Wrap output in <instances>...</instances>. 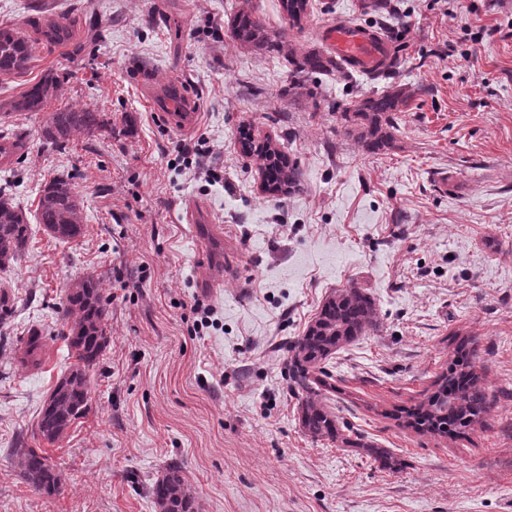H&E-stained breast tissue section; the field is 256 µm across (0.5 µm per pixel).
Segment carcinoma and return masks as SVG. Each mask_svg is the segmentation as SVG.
<instances>
[{"label": "carcinoma", "instance_id": "1", "mask_svg": "<svg viewBox=\"0 0 512 512\" xmlns=\"http://www.w3.org/2000/svg\"><path fill=\"white\" fill-rule=\"evenodd\" d=\"M283 16L290 28L303 29L307 17L308 0H280ZM70 22L55 21L41 31L50 41L66 43L72 39ZM232 38L242 46L270 48L273 40L267 27L249 12L238 14L230 25ZM35 41L10 26H0V75L20 73L27 68L34 54ZM295 74L328 73L343 78L346 64L339 58L309 51L289 59ZM63 80L54 72L45 74L20 97L1 103L8 112H41L61 91ZM401 103L400 93L388 92L364 99L354 112L341 113L347 133H357L362 146L371 152L379 151L391 140L393 113ZM112 133L100 113L88 108L59 109L41 130L45 145L60 148L74 137L97 136ZM241 146L255 150L264 158L267 192L286 195L297 185V171L285 152L271 141L253 147L244 138ZM37 221L53 239L70 241L84 230L83 204L75 192L72 179L61 175L44 184L37 204ZM33 228L27 215L0 190V270L11 265L28 251ZM110 301L103 293L100 278L87 275L75 281L63 300L62 313L70 328L65 339L75 363L50 392L39 412L37 433L53 445L67 434L80 418L88 404L87 372L97 365L108 343L107 322ZM379 327L374 299L365 289L341 288L332 292L322 303L303 335L291 342L292 352L288 375L292 387L299 394V422L305 433L314 439L339 442L349 448L363 450L367 456L388 470L401 469L402 462L387 448L361 437H352L326 403L325 393L335 389L325 365L343 347L355 342ZM45 345L41 332L34 328L26 342V350L19 362L37 367L40 352ZM477 344L470 337L454 340L448 368L433 383V389L413 405L402 408L397 419L403 426L419 434L435 438L458 439L475 427L483 425L484 418L494 404L483 376L476 369ZM21 466L26 481L37 491L47 495L59 491L61 482L49 457L33 448L20 450ZM150 495L157 512H195V501L187 488L181 470L166 468L150 487Z\"/></svg>", "mask_w": 512, "mask_h": 512}]
</instances>
